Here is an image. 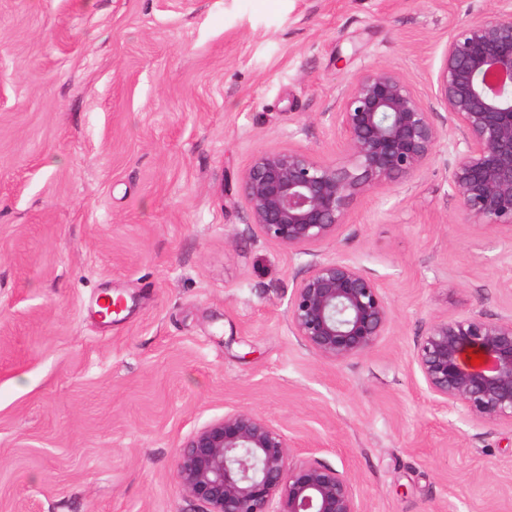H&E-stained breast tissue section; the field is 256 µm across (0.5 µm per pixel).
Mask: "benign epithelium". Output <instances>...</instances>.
<instances>
[{
    "instance_id": "7a95c632",
    "label": "benign epithelium",
    "mask_w": 512,
    "mask_h": 512,
    "mask_svg": "<svg viewBox=\"0 0 512 512\" xmlns=\"http://www.w3.org/2000/svg\"><path fill=\"white\" fill-rule=\"evenodd\" d=\"M471 13L438 69L437 101L451 127L438 126L393 70L367 69L353 77L336 113L341 160L278 149L255 156L240 181L248 225L288 250L320 246L336 238L358 198L411 182L446 142L458 216L512 232V10L474 4ZM392 317L379 282L339 258L314 259L288 301L293 334L334 362L371 353ZM470 352L483 353L484 364H468ZM413 361L438 406L512 425V315L436 319ZM175 476L206 512H362L347 472L290 455L283 432L247 409L191 434L178 449Z\"/></svg>"
}]
</instances>
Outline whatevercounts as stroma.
Instances as JSON below:
<instances>
[{
  "label": "stroma",
  "mask_w": 512,
  "mask_h": 512,
  "mask_svg": "<svg viewBox=\"0 0 512 512\" xmlns=\"http://www.w3.org/2000/svg\"><path fill=\"white\" fill-rule=\"evenodd\" d=\"M468 5L0 0V512H203L176 453L233 409L348 471L363 512H512V426L441 409L413 362L433 319L512 314V236L458 217L447 146L318 248L394 311L343 362L288 324L313 255L251 231L239 193L261 150L339 159L334 115L369 67L446 124L437 71Z\"/></svg>",
  "instance_id": "1"
}]
</instances>
